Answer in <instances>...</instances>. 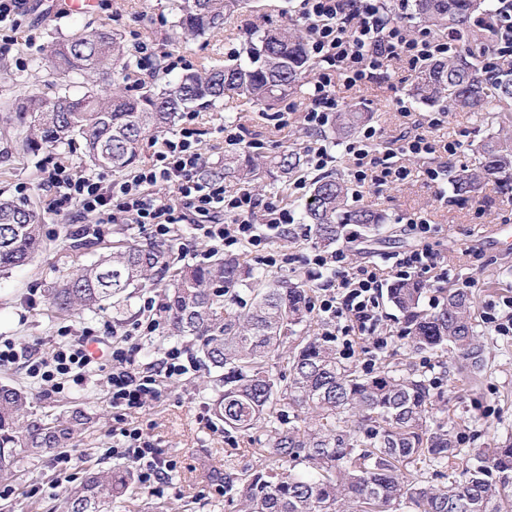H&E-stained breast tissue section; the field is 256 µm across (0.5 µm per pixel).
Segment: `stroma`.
<instances>
[{
  "instance_id": "obj_1",
  "label": "stroma",
  "mask_w": 512,
  "mask_h": 512,
  "mask_svg": "<svg viewBox=\"0 0 512 512\" xmlns=\"http://www.w3.org/2000/svg\"><path fill=\"white\" fill-rule=\"evenodd\" d=\"M27 6L29 14L22 33L7 50H0V196L14 197L17 184L28 185L25 203L38 216L46 248L32 264L0 273V337L44 341L61 331H88L108 343L113 329L146 320L147 314L142 310L145 298L163 294V287L137 291L127 305H108L81 316L56 312L47 301L46 290L62 282L73 267L91 263L109 252L113 244L143 241L149 233L119 219L99 225L98 235L83 245L67 236L68 221L48 208L49 194L42 188L44 170L52 159L79 174L91 173L94 167L78 142L26 148V129L15 117L14 104L33 94L48 98L67 92L82 94L79 79L60 75L50 62L52 45L76 32L105 25L121 35L125 48H132L138 39L149 41L161 51L183 56L194 71L207 62L245 59L244 48L254 28L298 23L297 2L247 0L245 8L223 32L197 39L184 38L176 29L173 0H96L92 13L75 16L61 13L59 0H28ZM19 57L26 62L21 69L15 66ZM420 76V71L407 70L398 62L388 76L362 89L337 87L336 97L340 106L353 105L371 113L370 124L384 144L397 136L404 125V112L442 118L436 137L456 143L457 152L450 159L453 169L475 165L476 145L495 135L500 127L512 124V112L442 113L439 107L415 99L413 89ZM200 121L201 152L209 166L220 162L228 149L222 128L229 122L241 126L245 141L260 143L258 157L262 160L291 150L304 151L313 138L326 145L334 157L331 170L348 183L350 204L383 212L388 218L383 234L362 232L341 241V248L350 251L352 260H377L425 245L447 260L450 280L430 283L429 299L423 302V309L436 311L438 300L451 287H470L480 313L488 304L512 299V253L498 252L479 241L491 226L512 225V190L491 181L476 196L461 200L446 178L434 184L421 176L401 186L381 189L358 185L345 154V139L336 138L328 128L313 137L296 126H280L275 112L260 111L230 92L223 101L201 108ZM419 216L436 226L428 238H420L409 229L411 220ZM383 310L385 326L393 334L392 342L377 350L371 339L361 340L359 351L348 363L360 370L369 360L378 367L388 363L431 379L438 395L433 422L457 435L461 453L444 468L411 464L406 475L436 487L446 486L449 477L459 475L478 450L512 437V337L496 335L489 325L479 323L485 366L476 379L469 380L459 373L451 353H425L413 348L403 335L400 313L388 303ZM0 381L30 389L31 410L36 415L59 413L78 402L87 406L96 422L77 442L73 455L98 461L105 468L119 466V459L110 453L112 406L104 380L48 395L33 388L24 367L16 365L0 369ZM212 395L202 371L196 367L180 379L166 382L161 401L139 417L138 425L156 440L165 456L177 460L179 471L174 486L160 497L143 494L119 504L115 512H150L155 506L163 512H238L235 485L226 484L224 492H215L213 470L229 474L267 470L274 467L275 461L263 450L262 430H233L214 417L210 409ZM34 483L40 487L35 495L29 492ZM11 487V497L0 499V512H52L63 494L62 488L55 485L53 459L49 456L32 467L26 480L12 482Z\"/></svg>"
}]
</instances>
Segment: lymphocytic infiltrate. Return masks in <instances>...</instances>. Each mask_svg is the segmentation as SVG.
I'll list each match as a JSON object with an SVG mask.
<instances>
[{
  "label": "lymphocytic infiltrate",
  "instance_id": "1",
  "mask_svg": "<svg viewBox=\"0 0 512 512\" xmlns=\"http://www.w3.org/2000/svg\"><path fill=\"white\" fill-rule=\"evenodd\" d=\"M297 11L309 32V54L316 64L302 112V126L313 133L328 125L338 108L337 85L360 88L387 76L392 62L417 67L447 58L456 50L452 36L410 30L391 17L386 0H297ZM496 41L483 56L485 72L499 69L502 57L512 56V0L498 4L483 20ZM196 115L184 113L179 130L162 138L149 165L137 169L121 183L103 177L77 174L62 162H54L46 183L52 193L54 214L85 223L109 224L122 217L140 225L156 239H168L176 226L193 225L203 241L223 247L225 252L248 248L266 266H291L301 262L331 271L329 288L312 297L311 311L327 322L325 340L340 354L352 357L360 337L370 336L378 349L390 339L384 333L381 305L387 278L430 279L438 268L437 256L428 248L397 252L385 257L382 266L353 264L344 250L329 253L311 249L305 255L274 252L273 238L286 234L294 216L275 196L258 198L248 189L232 192L223 181L202 175L201 131ZM438 120L424 115L412 117L391 146L381 147L375 128L366 127L346 144L357 168V183L377 187L404 183L411 175L409 157H435L427 168L428 180L436 182L447 169L446 157L455 145H436L433 132ZM171 197L159 195V188ZM162 302L150 296L143 303L147 322L113 334L109 363L99 362L87 351L88 334L67 337L43 348L41 342L21 343L0 339V368L24 365L30 380L44 393H55L65 385H87L94 377L106 378L112 403V454L128 463L136 483L148 494L164 491L173 483L177 463L167 457L134 425L133 419L158 403L163 380L187 373L186 351L178 345L166 349L157 363H140L136 354L143 339L161 328Z\"/></svg>",
  "mask_w": 512,
  "mask_h": 512
}]
</instances>
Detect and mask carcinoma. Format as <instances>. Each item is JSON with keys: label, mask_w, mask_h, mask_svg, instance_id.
I'll return each instance as SVG.
<instances>
[{"label": "carcinoma", "mask_w": 512, "mask_h": 512, "mask_svg": "<svg viewBox=\"0 0 512 512\" xmlns=\"http://www.w3.org/2000/svg\"><path fill=\"white\" fill-rule=\"evenodd\" d=\"M175 27L190 38L224 28L245 0H175ZM486 0H414L415 14L434 29H446L462 45L446 60L425 66L415 88L423 102L447 112H494L512 101V69L482 75L473 50L486 45L475 23L487 11ZM246 60L223 67L203 65L163 87L143 85L128 94L115 84L110 91L90 89L79 96L54 99L31 96L18 103L20 122L30 115L26 140L69 144L83 140L90 162L113 173L134 167L144 141L195 106L213 105L228 91L262 111L275 109L300 90L314 66L306 30L284 25L257 34L245 48ZM51 57L65 75L128 78L131 60L119 34L102 28L76 33L53 44ZM368 114L348 108L334 115L333 133L356 131ZM479 164L453 172L459 196H473L491 180L512 183V130H504L479 147ZM290 151L274 167L287 175L301 166ZM263 163L244 153L224 154L206 178H231L262 190ZM305 219L325 248L347 237L346 226L381 231L387 217L349 204L343 178L323 174L312 183ZM167 241L131 243L90 265L73 268L62 284L47 289L52 307L62 312L114 307L131 298L132 289L169 278L164 298L163 330L186 342L206 367L215 392L214 415L239 430L266 432L264 448L280 471H257L239 477L240 512H393L404 500L414 512H512V441L484 448L461 478L444 488L404 480L403 467L428 461L442 467L461 450L450 431L430 424L431 384L422 374L407 375L382 367L359 373L345 365L336 348L317 337L297 335L310 314L303 285L285 278L254 274L239 260L214 254L210 260L172 270ZM43 249L41 225L34 212L0 199V272L30 263ZM245 286L254 295L247 308L235 306ZM427 285L417 279L394 282L388 298L404 319V335L421 350L451 346L460 371L473 376L484 367L477 333L476 301L467 289H450L440 309L426 313L421 301ZM286 356L288 383L281 385L267 359ZM28 391L0 384V478L28 473V465L56 448H69L88 431L93 416L75 405L62 414L34 418ZM307 410L312 422L286 426ZM305 463L308 471L297 472ZM134 477L122 467L90 469L66 488L60 512H112L116 500L133 494Z\"/></svg>", "instance_id": "1"}]
</instances>
